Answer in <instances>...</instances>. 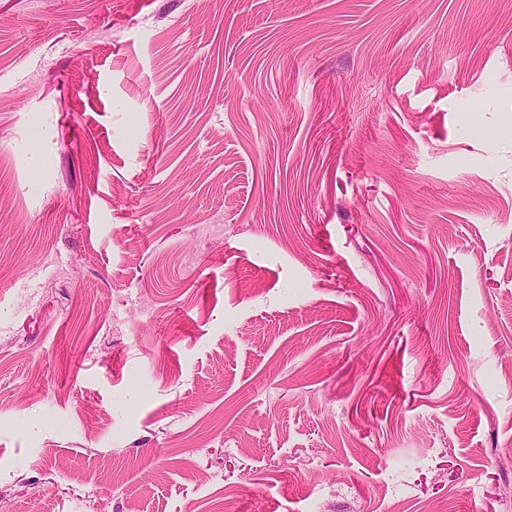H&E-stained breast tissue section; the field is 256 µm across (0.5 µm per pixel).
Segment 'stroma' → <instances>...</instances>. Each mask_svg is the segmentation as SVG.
Returning a JSON list of instances; mask_svg holds the SVG:
<instances>
[{"label": "stroma", "mask_w": 512, "mask_h": 512, "mask_svg": "<svg viewBox=\"0 0 512 512\" xmlns=\"http://www.w3.org/2000/svg\"><path fill=\"white\" fill-rule=\"evenodd\" d=\"M0 512H512V0H0Z\"/></svg>", "instance_id": "35a3bbf8"}]
</instances>
